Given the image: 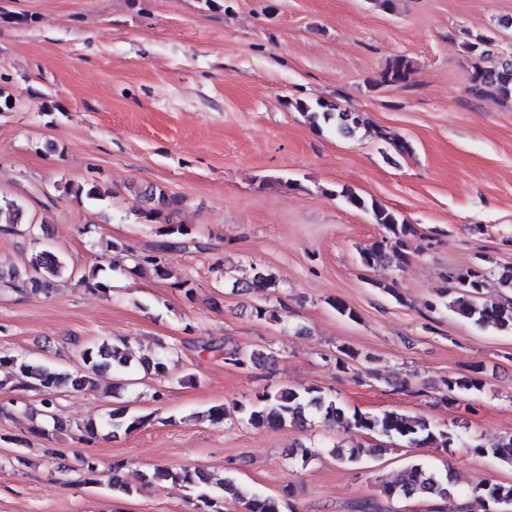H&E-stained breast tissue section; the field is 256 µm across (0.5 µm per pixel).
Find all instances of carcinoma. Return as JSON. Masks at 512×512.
I'll list each match as a JSON object with an SVG mask.
<instances>
[{
	"label": "carcinoma",
	"mask_w": 512,
	"mask_h": 512,
	"mask_svg": "<svg viewBox=\"0 0 512 512\" xmlns=\"http://www.w3.org/2000/svg\"><path fill=\"white\" fill-rule=\"evenodd\" d=\"M491 43L492 40L482 35L471 37L465 42L467 52L475 55L476 59L470 74V89L478 96L493 93L504 100H512V52L506 56L501 54L495 57L489 49ZM410 75L409 63L403 58H396L388 63L377 80L370 83V87L405 84ZM295 108L310 114V118L316 123L322 122L335 127L336 132L343 135L352 134L364 124L360 114L337 111L322 102L317 103L314 108L298 101ZM62 191L80 202L85 198L96 200L103 196L96 183L76 187L65 184ZM342 196L351 208L370 213L373 223L384 230L381 239L360 250L361 266L373 269L388 264L401 270L411 255L422 249L420 242L425 240V236L416 225L407 223L395 211L373 199L368 200L351 189H343ZM145 197L153 204L145 213V217L149 219L165 211L175 212L180 204L178 197L171 196L162 189L151 190ZM23 215V206L16 199L0 196V232L24 235L34 242L39 241L40 236L46 234L44 227L23 223ZM161 234L164 239L149 253L132 255L133 269L141 271L149 268L156 276L169 278L172 272L167 266V254L190 246L201 248L200 242L191 237V232L182 225H169ZM67 271V263L60 255L40 249L22 269L14 264L0 263V282H9L14 288L27 281L47 286L51 280L63 277ZM490 276L491 272L481 267L452 272L448 274L447 286L440 289L438 297L442 300L449 299L445 306L478 328L512 330V267L498 273L500 286L507 289V292L496 301L483 299ZM274 287L276 281L273 274L258 267L252 268L250 276L237 279L232 284V290L237 293L263 292ZM71 344L74 346V354L82 363V369L74 374L0 352V367L12 366L18 370L20 380L15 385V390L38 391L44 412L50 415L55 429L63 425L62 419L53 411L55 393L61 384L68 383L75 389H82L92 383V376L100 371L127 373L139 366L160 376L165 372L163 356L138 357L124 342L94 347L86 346L75 338L71 340ZM205 349L224 352V360L242 368L266 366L275 362L272 356L261 350L244 352L235 348L228 349L222 342L209 341ZM482 386L483 380L474 373L450 378L446 382L447 400L457 402L461 396L479 391ZM315 417L321 418L325 423H341L349 429L360 430L372 437L385 438L389 443L405 448L428 447L445 450L457 440L454 433L433 425L423 416H409L396 411L372 414L357 410L348 416L343 407L322 391L298 390L287 385L257 395V404L249 409L247 422L256 428L286 424L305 428L313 425ZM146 420L145 416H130L126 409L116 408L109 413L103 426L112 429L114 433L121 430L131 432L143 426ZM470 448L512 466V435L502 438L491 447L473 442ZM330 453L341 464L358 466L364 462L366 450L361 445L345 447L336 444ZM145 480L150 484L171 482L188 488L199 484L214 488L213 494L200 495L197 505L200 512H228L231 504L241 505L244 512H283L285 508L283 502L275 498L254 494L231 479L221 481L196 469L156 467L145 475ZM376 487L379 494L388 500L434 499L448 502L458 497L455 481L449 472L432 469L418 461L407 465L394 478L376 477ZM470 496L481 504L482 512H512V483L478 484L470 489Z\"/></svg>",
	"instance_id": "1"
}]
</instances>
